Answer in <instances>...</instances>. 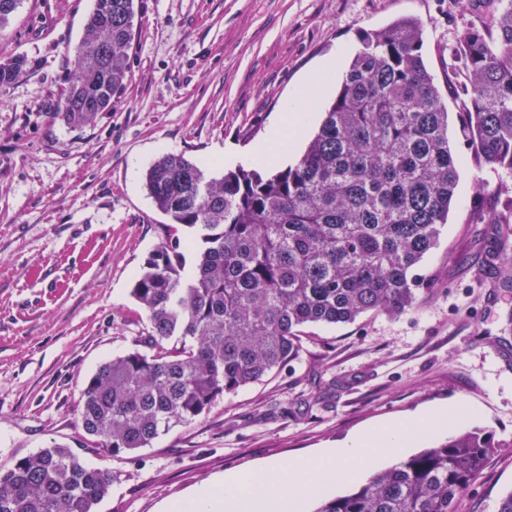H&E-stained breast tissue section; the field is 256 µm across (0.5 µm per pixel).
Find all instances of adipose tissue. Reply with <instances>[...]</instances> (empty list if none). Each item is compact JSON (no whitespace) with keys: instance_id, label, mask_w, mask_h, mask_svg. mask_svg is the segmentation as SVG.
I'll return each instance as SVG.
<instances>
[{"instance_id":"1","label":"adipose tissue","mask_w":512,"mask_h":512,"mask_svg":"<svg viewBox=\"0 0 512 512\" xmlns=\"http://www.w3.org/2000/svg\"><path fill=\"white\" fill-rule=\"evenodd\" d=\"M345 48H338L327 57L317 70H315L306 81L285 100L282 110L289 117L288 124H277L273 127L270 140L276 143L279 150L277 159H285L288 156L290 147L288 136L285 132L286 126H293L295 133H302L311 120L319 103V93L329 91L336 75L340 73L345 56Z\"/></svg>"}]
</instances>
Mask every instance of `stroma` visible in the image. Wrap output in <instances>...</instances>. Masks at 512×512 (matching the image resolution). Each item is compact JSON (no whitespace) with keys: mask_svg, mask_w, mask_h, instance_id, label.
<instances>
[{"mask_svg":"<svg viewBox=\"0 0 512 512\" xmlns=\"http://www.w3.org/2000/svg\"><path fill=\"white\" fill-rule=\"evenodd\" d=\"M486 0H135L131 74L111 111L71 127L54 109L93 0H23L0 57L34 69L0 88V464L64 443L114 480L97 512H160L213 475L312 457L368 427L442 403L480 412L493 452L458 512H498L512 492V283L489 260L512 177L479 166L458 133L457 58ZM423 29L422 54L448 106L456 201L416 272L427 289L401 316L305 328L301 357L225 395L196 421L115 457L77 423L87 380L136 347L149 322L133 276L166 240L148 195L160 156L228 171L264 143L288 98L339 45L395 20Z\"/></svg>","mask_w":512,"mask_h":512,"instance_id":"obj_1","label":"stroma"}]
</instances>
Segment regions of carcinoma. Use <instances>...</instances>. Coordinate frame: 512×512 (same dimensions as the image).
Returning a JSON list of instances; mask_svg holds the SVG:
<instances>
[{"label":"carcinoma","mask_w":512,"mask_h":512,"mask_svg":"<svg viewBox=\"0 0 512 512\" xmlns=\"http://www.w3.org/2000/svg\"><path fill=\"white\" fill-rule=\"evenodd\" d=\"M135 0H95L71 76L56 105L69 126L91 123L125 86ZM460 131L476 161L512 175V0L472 25ZM422 28L399 20L366 34L323 121L292 166L263 175L239 167L215 177L182 155L145 174L155 207L194 238L163 243L135 275L147 350L100 366L77 406L82 430L114 456L148 448L226 394L296 360L301 329L350 324L417 306L414 270L439 240L458 187L448 108L422 55ZM25 55L0 57V88L31 72ZM496 225L502 272L512 278L507 214ZM498 444L465 431L322 500L314 512H457ZM112 472L85 466L55 443L0 465V512H95Z\"/></svg>","instance_id":"1"}]
</instances>
